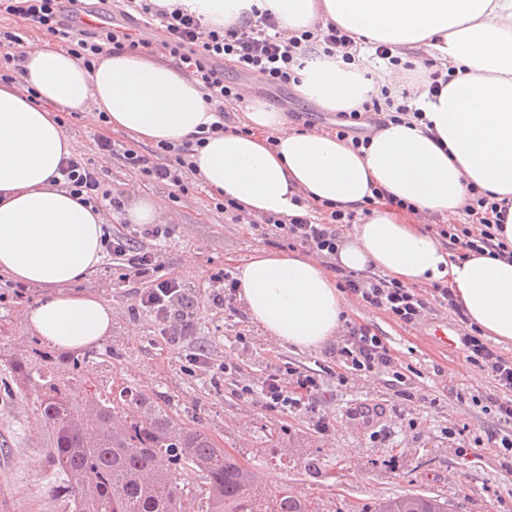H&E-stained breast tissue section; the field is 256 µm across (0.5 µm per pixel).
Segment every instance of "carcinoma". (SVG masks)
I'll use <instances>...</instances> for the list:
<instances>
[{
  "instance_id": "obj_1",
  "label": "carcinoma",
  "mask_w": 512,
  "mask_h": 512,
  "mask_svg": "<svg viewBox=\"0 0 512 512\" xmlns=\"http://www.w3.org/2000/svg\"><path fill=\"white\" fill-rule=\"evenodd\" d=\"M100 357H52L43 351L0 352V366L34 383L58 490L71 512H189L186 471L203 479L209 512H316L286 489L267 493L243 463L205 432L167 412L135 385L108 397L92 391L79 366ZM374 512H450L438 497L405 495L379 502Z\"/></svg>"
}]
</instances>
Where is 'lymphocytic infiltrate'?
<instances>
[{
	"instance_id": "1",
	"label": "lymphocytic infiltrate",
	"mask_w": 512,
	"mask_h": 512,
	"mask_svg": "<svg viewBox=\"0 0 512 512\" xmlns=\"http://www.w3.org/2000/svg\"><path fill=\"white\" fill-rule=\"evenodd\" d=\"M116 7L127 26L146 28L145 36L127 33V27L81 29L71 20L83 13L82 0H0V17L9 16V24H0V81L15 80L22 71L28 54L24 25L43 30L78 61L86 70H95L101 59L125 50L145 55L162 54L184 65L188 76L199 83L205 99L215 108L217 120L208 133L199 134L194 144L175 145L158 142L140 151L123 141L107 136L109 116L100 112L96 122L101 129L96 138L100 155L122 162L143 181L163 184L180 193H188L198 174L191 157L194 146L203 145L208 134L224 131L230 106L242 100L237 83L226 81L225 67L243 77L261 75L265 84L282 88L297 83L294 71L300 58L314 50L326 56L341 55L354 59L356 51L351 37L334 25L290 33L269 11H261L256 20H244L227 27H207L191 13L180 8L172 10L157 6L154 0H116ZM413 115L422 119V110H410L396 103L390 94L365 101L351 111L337 114L336 136L350 142L353 148L367 146L369 136L363 135V124L382 126ZM58 172L60 183L70 196L91 211L110 209L123 212V191L107 187L103 170L94 158L77 153L63 158ZM217 212L230 224L248 225L267 244L287 243L305 248L326 267H333L338 249V227L353 223V213L339 209L320 210L318 215L295 216L282 220L274 216H257L241 203L230 198L217 200ZM466 223L441 228L439 235L447 244L466 252L488 253L503 259L512 257V247L499 237L506 214L505 208L478 189H470L464 207ZM103 252L112 262V271L123 283H136L132 314L146 313L154 318L158 334L173 345H190L187 360L204 372L228 373L225 364L213 363L206 349L194 346L197 333L196 301L181 278L166 272L159 243L172 231L165 224H126L113 230L102 226ZM344 293L357 297L365 305L387 312L405 326L418 325L427 312V302L415 289L391 281L384 276L342 273L339 282ZM468 363L478 368L495 387L494 394H470L473 404H486L496 423L512 425V355L498 350L482 336L478 328H470L462 339ZM335 365L319 368H274L267 373L260 387L245 384L243 397L252 399L268 411L288 412L315 409L325 392L326 381L347 385L354 376L368 377L380 372L392 376L399 396H406L408 378L384 336L365 324L345 322L336 342Z\"/></svg>"
}]
</instances>
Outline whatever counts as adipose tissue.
I'll use <instances>...</instances> for the list:
<instances>
[{
  "label": "adipose tissue",
  "instance_id": "1",
  "mask_svg": "<svg viewBox=\"0 0 512 512\" xmlns=\"http://www.w3.org/2000/svg\"><path fill=\"white\" fill-rule=\"evenodd\" d=\"M178 5L202 24L225 26L270 10L292 32L335 24L358 48L387 43L420 49L438 61L448 84L437 98L420 94L423 120L388 123L364 151L334 134L290 130L282 113L250 106V133L226 129L192 154L208 192L255 215L303 214L315 205L364 210L336 253L338 266L368 270L406 286L446 283L471 323L498 343H512V260L461 257L420 222L423 214L455 221L468 186L504 201L500 237L512 244V0H156ZM18 83H0V274L45 288L29 311L42 343L78 351L100 345L112 310L75 293L101 258L103 216L55 185L63 157L79 145L59 121L64 112H107L111 126L145 143L194 141L216 115L203 90L174 63L132 51L87 72L65 49L28 53ZM297 74L296 94L344 111L400 92L404 71L366 76L362 61L313 54ZM33 88L36 99L25 90ZM277 143H269V136ZM381 197H374L373 188ZM407 201L399 208L397 200ZM238 297L253 323L279 342L306 351L336 334L345 299L335 278L302 253L258 250L236 267Z\"/></svg>",
  "mask_w": 512,
  "mask_h": 512
}]
</instances>
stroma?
I'll list each match as a JSON object with an SVG mask.
<instances>
[{
  "label": "stroma",
  "instance_id": "35a3bbf8",
  "mask_svg": "<svg viewBox=\"0 0 512 512\" xmlns=\"http://www.w3.org/2000/svg\"><path fill=\"white\" fill-rule=\"evenodd\" d=\"M246 102L259 101L278 112L311 111L293 88L266 91L254 78L243 81ZM315 111V110H312ZM320 130L337 121L335 113L315 111ZM105 179L115 189L167 197L162 218L173 233L163 248L169 271L184 280L197 297L198 344L215 363L232 371L212 379L184 368V351L158 336L153 319L132 316L130 285L119 282L105 264L74 284L77 292L95 295L112 308V331L102 342L105 354L83 364L80 373L98 389L113 391L133 383L159 395L172 414L208 434L224 450L252 462L267 490L282 488L313 498L321 512H370L381 499L416 493L447 499L452 512H512V482L503 478L495 449L480 455L460 448L484 436L494 422L479 407L456 397L462 389L493 391L477 368L466 362L461 339L465 326L448 307L431 301L430 311L415 327H402L382 310L347 297L344 317L372 326L413 376L411 400L397 398L388 374L358 378L345 387L328 384L318 413H276L240 397L243 384L260 385L269 367H315L327 360L326 347L301 351L269 337L252 323L246 310L233 317L213 307L208 298L211 271L248 260L260 239L245 225L228 224L199 186L180 201L172 190L142 181L120 161L104 163ZM43 291L27 287L22 297L0 299V347L23 352L35 346L28 314ZM444 330L448 343L435 334ZM384 408L372 425L350 417L360 404ZM335 421L331 434H321L318 415ZM455 437H448L447 428ZM380 439H372V432ZM50 437L34 387L22 386L0 369V504L11 512H70L57 489L49 463Z\"/></svg>",
  "mask_w": 512,
  "mask_h": 512
}]
</instances>
